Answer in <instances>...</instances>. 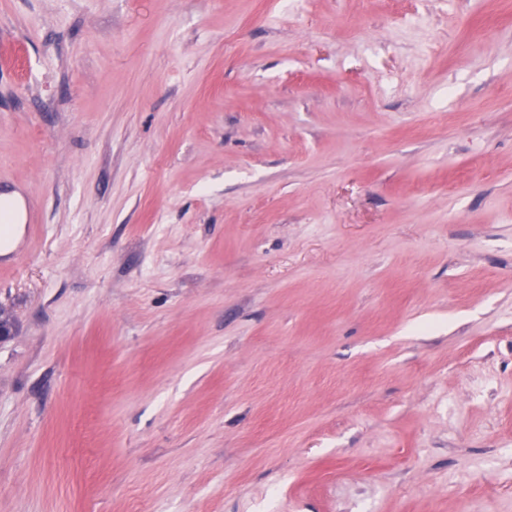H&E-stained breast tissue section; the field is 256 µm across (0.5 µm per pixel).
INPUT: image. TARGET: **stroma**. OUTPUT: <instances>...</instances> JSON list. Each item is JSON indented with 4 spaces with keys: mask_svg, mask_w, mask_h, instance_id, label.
<instances>
[{
    "mask_svg": "<svg viewBox=\"0 0 512 512\" xmlns=\"http://www.w3.org/2000/svg\"><path fill=\"white\" fill-rule=\"evenodd\" d=\"M0 512H512V0H0Z\"/></svg>",
    "mask_w": 512,
    "mask_h": 512,
    "instance_id": "35a3bbf8",
    "label": "stroma"
}]
</instances>
